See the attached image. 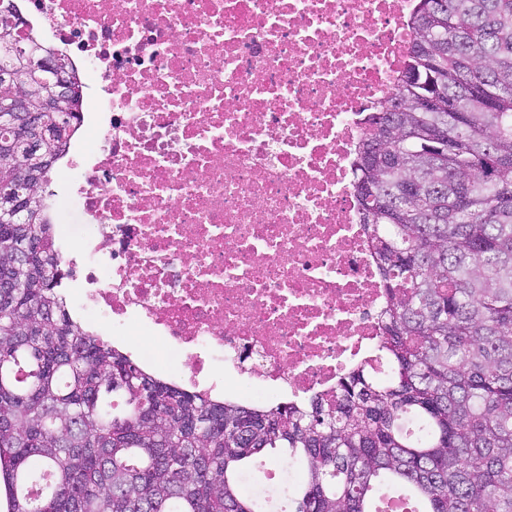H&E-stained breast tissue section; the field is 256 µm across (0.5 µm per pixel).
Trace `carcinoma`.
<instances>
[{
  "label": "carcinoma",
  "instance_id": "cac0c4a2",
  "mask_svg": "<svg viewBox=\"0 0 512 512\" xmlns=\"http://www.w3.org/2000/svg\"><path fill=\"white\" fill-rule=\"evenodd\" d=\"M0 0V512H512V0H417L394 96L368 114L352 187L385 288L380 355L336 395L278 406L218 401L141 368L72 318L39 188L32 130L54 77L34 70ZM42 151L59 158L72 81ZM424 96L435 99L426 111ZM454 109L448 110V102ZM32 196L10 218L16 191ZM300 477L248 489L251 461ZM284 457H287V456L284 454H281L279 452H273V451H268V452L264 453L263 455L258 456L256 458V470H255L256 478L259 477L260 479H262L264 476V473L267 472L268 470L276 467L278 465V463L280 462V460L283 459ZM279 469H280L281 473L288 471L289 479L292 477L294 479L296 478L297 469L291 462H289L287 460H282L279 463Z\"/></svg>",
  "mask_w": 512,
  "mask_h": 512
}]
</instances>
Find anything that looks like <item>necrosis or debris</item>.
<instances>
[{"label": "necrosis or debris", "mask_w": 512, "mask_h": 512, "mask_svg": "<svg viewBox=\"0 0 512 512\" xmlns=\"http://www.w3.org/2000/svg\"><path fill=\"white\" fill-rule=\"evenodd\" d=\"M86 94L47 174L104 242L56 247L93 332L171 383L279 405L377 361L384 291L349 182L415 0H13Z\"/></svg>", "instance_id": "4bbe7bcc"}]
</instances>
